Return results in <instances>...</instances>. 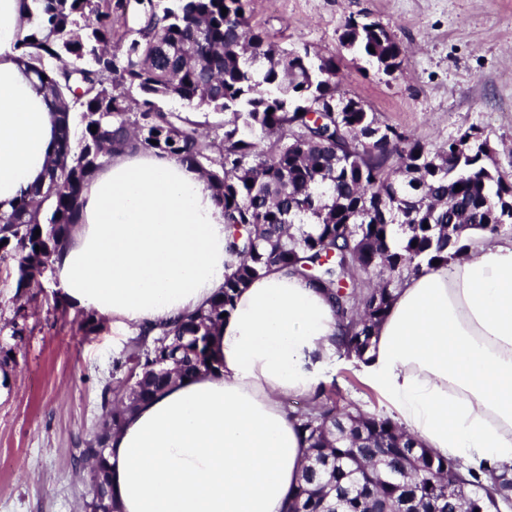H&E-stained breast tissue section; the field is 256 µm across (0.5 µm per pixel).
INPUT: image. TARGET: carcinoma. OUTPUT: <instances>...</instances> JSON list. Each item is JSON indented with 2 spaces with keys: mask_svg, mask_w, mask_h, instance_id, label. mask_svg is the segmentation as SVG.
<instances>
[{
  "mask_svg": "<svg viewBox=\"0 0 512 512\" xmlns=\"http://www.w3.org/2000/svg\"><path fill=\"white\" fill-rule=\"evenodd\" d=\"M34 2L38 20L19 49L56 106L61 132L47 185L0 211V272L15 276L17 302L0 333L26 335L33 290L54 278L84 189L116 152L152 151L198 169L224 208L230 256L231 273L206 312L153 338L141 331L114 362L125 376L101 391L109 421L73 453L75 465L93 464L90 512H118L103 455L109 431L172 375L214 371L210 337L251 281L280 270L326 289L346 352L360 356L397 286L465 250L464 230L493 239L512 225V181L474 129L430 148L392 127L391 139L369 145L372 112L347 103L339 127L328 112L311 119L313 103L341 97L335 58L272 44L251 24L249 0ZM341 42L377 66L405 53L349 19ZM165 100L224 115L215 137L163 109ZM465 144L470 158L448 165L453 147ZM288 415L307 445V466L287 512H500L512 504L511 471L484 479L464 472L392 418L339 405L333 391H317L307 410Z\"/></svg>",
  "mask_w": 512,
  "mask_h": 512,
  "instance_id": "1",
  "label": "carcinoma"
}]
</instances>
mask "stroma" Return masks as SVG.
<instances>
[{"label":"stroma","instance_id":"1","mask_svg":"<svg viewBox=\"0 0 512 512\" xmlns=\"http://www.w3.org/2000/svg\"><path fill=\"white\" fill-rule=\"evenodd\" d=\"M251 22L281 47L334 57L340 88L383 123L432 148L477 128L512 179V0H251ZM376 21L406 50L386 74L340 42L347 19ZM0 387V512H84L92 497L73 452L101 424L100 394L128 346L111 327L77 332L41 288ZM340 403L387 413L350 363L330 382Z\"/></svg>","mask_w":512,"mask_h":512}]
</instances>
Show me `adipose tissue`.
Listing matches in <instances>:
<instances>
[{
    "instance_id": "1",
    "label": "adipose tissue",
    "mask_w": 512,
    "mask_h": 512,
    "mask_svg": "<svg viewBox=\"0 0 512 512\" xmlns=\"http://www.w3.org/2000/svg\"><path fill=\"white\" fill-rule=\"evenodd\" d=\"M25 0H0V209L44 183L58 115L17 49ZM394 291L360 378L424 447L476 472L512 469V236L476 242ZM224 210L189 165L127 150L89 181L55 262L62 299L125 335L204 311L224 286ZM306 281L248 284L211 339L215 371L173 380L110 434L120 512H285L305 445L282 406L316 392L342 351Z\"/></svg>"
}]
</instances>
